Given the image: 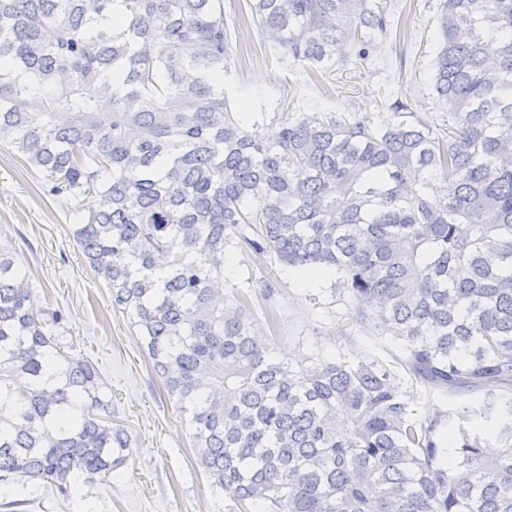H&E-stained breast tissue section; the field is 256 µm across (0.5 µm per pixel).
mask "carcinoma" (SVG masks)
Returning a JSON list of instances; mask_svg holds the SVG:
<instances>
[{"label": "carcinoma", "instance_id": "obj_1", "mask_svg": "<svg viewBox=\"0 0 512 512\" xmlns=\"http://www.w3.org/2000/svg\"><path fill=\"white\" fill-rule=\"evenodd\" d=\"M245 2L313 76L394 28L386 0ZM229 50L223 0H0V143L51 194L101 197L73 240L239 512H512V0H440L441 132L397 98L283 112L268 141L231 110ZM229 247L335 274L421 390L481 397L416 417L384 361L279 359L215 288ZM29 299L0 248V484L67 497L128 443L95 369L58 343L60 314Z\"/></svg>", "mask_w": 512, "mask_h": 512}]
</instances>
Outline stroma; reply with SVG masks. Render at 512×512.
I'll use <instances>...</instances> for the list:
<instances>
[{
	"instance_id": "35a3bbf8",
	"label": "stroma",
	"mask_w": 512,
	"mask_h": 512,
	"mask_svg": "<svg viewBox=\"0 0 512 512\" xmlns=\"http://www.w3.org/2000/svg\"><path fill=\"white\" fill-rule=\"evenodd\" d=\"M404 29L397 39H376L368 59L311 76L303 64L284 61L244 23V0H224L231 50L224 88L231 107L248 97L262 113V132L273 137L288 110L374 112L381 94L405 96L413 111L436 127L448 125V109L431 87L436 52L438 0H388ZM96 204L52 195L41 172L0 144V245L20 257L35 309L61 311L57 334L66 351L97 371L112 399V423L129 439V462L110 482L81 484L71 498L42 484L0 486V500H26L25 512H234L232 500L212 491L196 462L188 430L169 401L146 352L133 336L126 313L112 308L107 288L85 265L71 234L79 215ZM335 276L303 277L271 253L232 249L224 270V296H246L252 326L275 336L278 357L293 363L345 353L389 358L392 336L348 327L349 305L334 291Z\"/></svg>"
}]
</instances>
